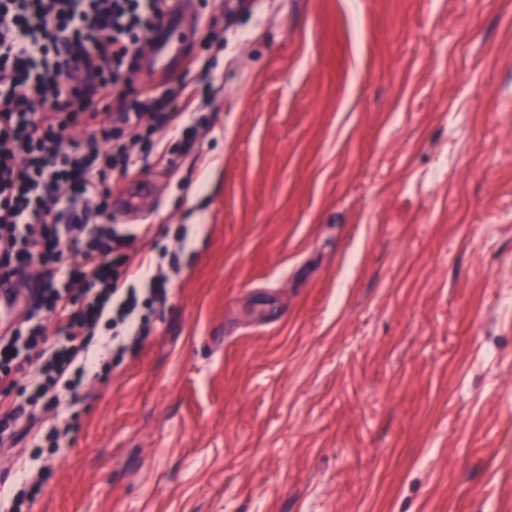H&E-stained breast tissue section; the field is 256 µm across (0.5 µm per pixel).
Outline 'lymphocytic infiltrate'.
<instances>
[{
    "mask_svg": "<svg viewBox=\"0 0 512 512\" xmlns=\"http://www.w3.org/2000/svg\"><path fill=\"white\" fill-rule=\"evenodd\" d=\"M172 0H0V276L38 269L24 327L0 333V394L25 403L0 412L30 428L76 404L113 355L135 353L142 307L165 304L171 281L135 259L136 236L112 223L113 173L134 155L172 168L160 128L195 149L209 134L208 91L185 88L178 111H159L153 87L130 102V75ZM84 142L64 146L73 127ZM77 257L75 266L62 262ZM130 279L121 287V279ZM56 325L49 339L39 315Z\"/></svg>",
    "mask_w": 512,
    "mask_h": 512,
    "instance_id": "obj_1",
    "label": "lymphocytic infiltrate"
}]
</instances>
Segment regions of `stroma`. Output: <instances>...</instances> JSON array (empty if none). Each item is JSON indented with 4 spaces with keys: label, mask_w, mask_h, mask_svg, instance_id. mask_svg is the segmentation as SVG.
<instances>
[{
    "label": "stroma",
    "mask_w": 512,
    "mask_h": 512,
    "mask_svg": "<svg viewBox=\"0 0 512 512\" xmlns=\"http://www.w3.org/2000/svg\"><path fill=\"white\" fill-rule=\"evenodd\" d=\"M194 11L209 163L112 177L171 296L0 506L41 471L30 512H512V0Z\"/></svg>",
    "instance_id": "35a3bbf8"
}]
</instances>
